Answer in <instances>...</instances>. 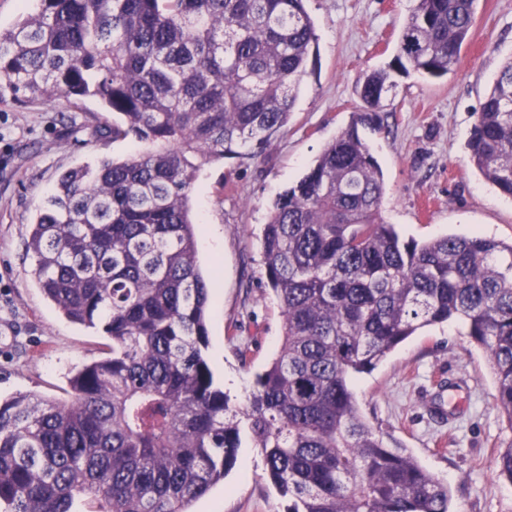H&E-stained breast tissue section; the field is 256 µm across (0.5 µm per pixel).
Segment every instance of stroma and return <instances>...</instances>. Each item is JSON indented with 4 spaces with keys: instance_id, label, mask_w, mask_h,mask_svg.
<instances>
[{
    "instance_id": "1",
    "label": "stroma",
    "mask_w": 512,
    "mask_h": 512,
    "mask_svg": "<svg viewBox=\"0 0 512 512\" xmlns=\"http://www.w3.org/2000/svg\"><path fill=\"white\" fill-rule=\"evenodd\" d=\"M416 0H308L317 44L287 126L257 159L204 164L191 196L197 259L212 274L205 357L214 382L245 404L256 372L278 349L283 318L265 286L259 237L280 192L301 177L323 148L347 128L360 101L358 78L385 68ZM512 57V0H477L473 34L448 75L428 79L392 72L395 84L376 114L378 130L361 136L382 167V215L405 239L473 232L512 240V198L475 169L468 148L479 105ZM113 116L95 99L20 103L0 90V399L34 392L67 398L70 378L103 357L108 337L62 316L30 275L29 225L58 176L148 150L132 138L101 133ZM260 343L242 365L232 343ZM461 382L462 409L431 414L447 402L445 380ZM360 411L389 445L412 452L448 483L452 512H512V484L494 458L512 441L496 408L485 353L460 326L423 329L356 382ZM258 449H241L223 482L189 512H285Z\"/></svg>"
}]
</instances>
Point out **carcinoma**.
<instances>
[{"instance_id": "obj_1", "label": "carcinoma", "mask_w": 512, "mask_h": 512, "mask_svg": "<svg viewBox=\"0 0 512 512\" xmlns=\"http://www.w3.org/2000/svg\"><path fill=\"white\" fill-rule=\"evenodd\" d=\"M39 2L0 28V88L19 102L93 97L122 119L107 133L154 149L64 172L30 224L39 288L112 350L66 401L0 400V512H74L78 494L91 512H188L242 448L260 450L285 512H451L448 483L384 443L353 382L456 323L485 350L512 428V241L404 240L383 220V171L358 126L394 88L389 70L364 76L365 111L272 203L261 247L283 335L240 407L202 354L211 293L190 193L204 163L255 159L287 125L316 44L306 0ZM475 3L417 0L392 68L447 75ZM468 147L512 196V58ZM258 344L239 343L242 363ZM494 465L512 483V441Z\"/></svg>"}]
</instances>
